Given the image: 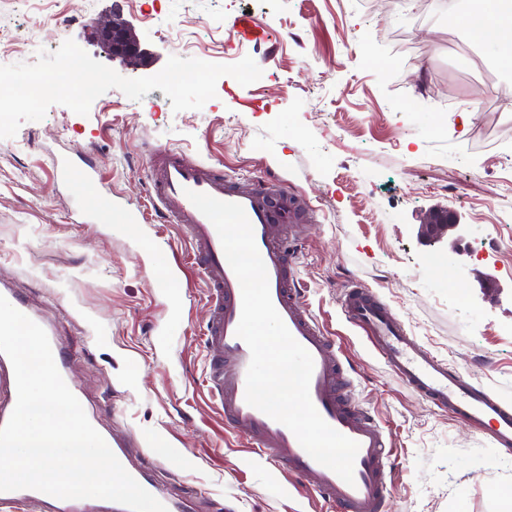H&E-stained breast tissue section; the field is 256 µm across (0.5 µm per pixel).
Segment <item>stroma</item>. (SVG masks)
Segmentation results:
<instances>
[{
	"label": "stroma",
	"mask_w": 512,
	"mask_h": 512,
	"mask_svg": "<svg viewBox=\"0 0 512 512\" xmlns=\"http://www.w3.org/2000/svg\"><path fill=\"white\" fill-rule=\"evenodd\" d=\"M157 9L156 19H146ZM466 0H0V58L33 63L73 40L126 78L158 73L169 56L262 70L243 86L174 112L155 89H112L88 115L50 106L0 139V272L63 342L89 416L133 441L135 461L185 512H329L288 474L226 431L201 385L204 286L169 336L156 278L160 257L184 255L176 227L113 224L77 214L54 156L91 152L103 191L146 209L155 148L182 151L234 177H276L315 207L298 276L319 322L354 365L355 395L390 436L387 512H512V456L486 431L412 393L348 326L342 291L375 289L422 346L512 405V71L489 34L466 26ZM247 19L252 34L236 33ZM128 23L151 52L128 65L96 29ZM448 211L469 234L432 246L419 230ZM493 276L500 293L484 294ZM205 492L196 500L195 491Z\"/></svg>",
	"instance_id": "obj_1"
}]
</instances>
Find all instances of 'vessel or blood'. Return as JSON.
Listing matches in <instances>:
<instances>
[{
  "instance_id": "b4317fda",
  "label": "vessel or blood",
  "mask_w": 512,
  "mask_h": 512,
  "mask_svg": "<svg viewBox=\"0 0 512 512\" xmlns=\"http://www.w3.org/2000/svg\"><path fill=\"white\" fill-rule=\"evenodd\" d=\"M53 167L77 189L84 213L102 215L118 224L135 223L132 210L111 194L100 192L104 177L88 157L76 163L57 158ZM191 190L243 207L267 269L272 302L293 337L313 358L311 400L331 427L359 445L353 483H346L312 459L290 429L246 402L251 354L236 334L242 311L241 287L214 225L189 200L187 193ZM147 196L155 213L164 223L176 225L189 246L186 256L162 264L164 275L159 286L171 299L170 332L179 331L190 298L189 290L178 284L180 275L192 270L205 285L209 318L202 333L206 353L202 384L223 413L225 427L244 433L250 453L273 469L299 479L314 478L318 494L339 512H386L392 441L372 412L355 397L353 368L340 357L335 337L329 336L309 310L295 275L302 246L299 226L314 220L315 210L278 184L229 179L213 167L167 148L155 149L152 154ZM340 312L399 381L438 409L489 429L498 447L512 454V405L489 396L480 385L420 346L368 285L349 280ZM16 399L12 363L0 353V426L9 420ZM130 446L125 438L109 443L128 473L164 504L167 512H181V502L162 488L145 466L131 465ZM106 506L112 512H127L120 504L109 505L97 498L62 500L33 489L0 491V512H102Z\"/></svg>"
}]
</instances>
